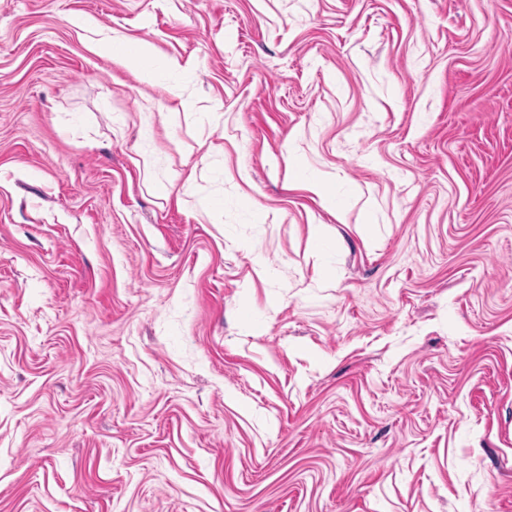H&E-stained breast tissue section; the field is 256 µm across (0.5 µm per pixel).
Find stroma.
<instances>
[{"label":"stroma","mask_w":512,"mask_h":512,"mask_svg":"<svg viewBox=\"0 0 512 512\" xmlns=\"http://www.w3.org/2000/svg\"><path fill=\"white\" fill-rule=\"evenodd\" d=\"M0 512H512V0H0ZM124 48H131L138 56L148 62L144 71V79L147 81H154L161 74L185 72L192 65L190 61L182 62L175 57L158 60L154 55L152 46L143 41L128 40Z\"/></svg>","instance_id":"stroma-1"}]
</instances>
